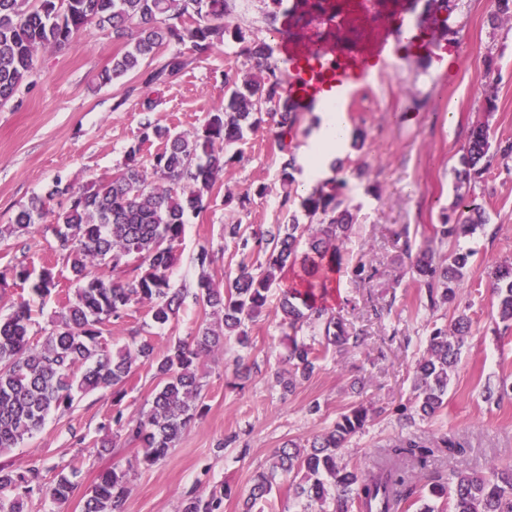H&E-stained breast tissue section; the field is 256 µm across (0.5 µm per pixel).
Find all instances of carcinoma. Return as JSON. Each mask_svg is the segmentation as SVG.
Wrapping results in <instances>:
<instances>
[{
  "instance_id": "cac0c4a2",
  "label": "carcinoma",
  "mask_w": 512,
  "mask_h": 512,
  "mask_svg": "<svg viewBox=\"0 0 512 512\" xmlns=\"http://www.w3.org/2000/svg\"><path fill=\"white\" fill-rule=\"evenodd\" d=\"M232 0H0V105L11 101L32 75L40 49L74 42L90 25L111 31L125 51L112 57V67L99 75L101 83H115L141 73L147 87L172 82L188 67L184 46L198 58L208 56L225 40L242 45L241 53L258 75L235 81L224 101L192 130L162 127L152 116L154 101L142 102L140 135L126 152L119 173L86 189L58 179L44 196H36L16 213L5 228L9 236L30 232L57 205L52 231L53 252L66 260L74 294L57 290L54 269L34 273L25 265L0 271L7 278L30 283V298L21 299L7 315H0V454L18 447L43 427L55 411L73 409L81 396L112 390L115 437L142 448L140 465L151 468L164 460L182 434L200 417L203 382L199 365L224 348V342L248 340L249 325L274 316L288 341L287 353L271 374L273 385L294 392L331 353L360 347L365 337L350 329L327 304L340 283L343 245L349 240L353 216L346 204L344 181L330 178L301 201L314 224H277L241 229L230 226L238 239L240 261L232 283L221 288L201 274L196 287H172L170 270L176 261L175 244L182 241L186 217L205 210L226 166L239 162L240 151L228 149L244 139L267 115L279 128L283 153L279 171L281 208L295 201L296 158L288 148V129L297 120L296 106L283 87L275 58L276 46L253 37L229 20ZM300 16L333 22L331 0H298ZM268 17L276 21L294 9L291 0H267ZM178 49L162 59L159 50ZM158 143L145 157L142 147ZM488 127L474 126L457 171L458 183L481 176L492 164ZM480 208L467 196H457L455 209L434 228L444 243L470 236L483 227ZM474 251L451 250L439 265L430 246L407 253L411 268L425 289L427 306L455 299ZM498 299L499 318L512 326V263L490 271ZM279 291L274 310L269 294ZM57 293L61 312L40 342L33 336L35 301ZM208 307L216 322L201 325L159 354L147 338L118 353L102 342L112 323L132 317L142 305L160 327L173 324L187 302ZM472 321L464 313L453 326L433 325L425 354L413 371L412 406L424 419L445 408L448 385L460 363L461 348ZM155 367L159 382L149 410L125 415L122 400L135 375L136 362ZM368 410L359 405L340 415L333 425L300 445L283 443L270 468L257 472L241 512H263L271 504L276 475L288 479V494L306 502L310 512H398L414 494L412 475L427 469L435 450L461 455L465 448L443 433L435 441L416 436L381 448L358 466L344 461L350 439L361 433ZM42 469L35 462L0 465V512H28L27 494L41 484ZM75 484L60 473L45 487L54 504H64ZM418 512H512V468L494 465L482 474L455 470L446 479L424 485ZM132 492L129 473L113 468L99 474L86 492L82 512H124ZM228 485L209 496L183 500L181 512H223Z\"/></svg>"
}]
</instances>
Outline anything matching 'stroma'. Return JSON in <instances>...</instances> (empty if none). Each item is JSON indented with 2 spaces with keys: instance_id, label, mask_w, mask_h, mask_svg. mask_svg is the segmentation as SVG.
<instances>
[{
  "instance_id": "35a3bbf8",
  "label": "stroma",
  "mask_w": 512,
  "mask_h": 512,
  "mask_svg": "<svg viewBox=\"0 0 512 512\" xmlns=\"http://www.w3.org/2000/svg\"><path fill=\"white\" fill-rule=\"evenodd\" d=\"M413 16L422 23L428 50L400 53L355 102L345 104L354 145L334 170L348 183L356 223L344 246L340 286L328 302L348 326L364 332V346L328 355L308 381L284 396L271 386L266 369L285 344L274 320L260 318L248 329L247 347L227 342L222 354L203 363L204 416L149 469L139 466L136 446L100 447L112 393H87L71 413L49 415L34 437L0 455L2 463L37 461L47 483L58 473H76L67 503L51 504L36 490L28 497V512H81L87 489L115 466L133 476L125 512H179L190 492L206 495L224 484L233 489L224 512H240L253 476L268 469L275 448L323 432L358 403L373 408L374 415L349 442L350 463H363L402 435L430 439L445 431L465 452L440 455L420 483L447 478L456 468L481 474L494 465L512 466V395L498 403L485 399L487 387L512 385V328H496L497 298L487 275L493 265L512 261V156L495 157L471 186L486 224L460 242L475 256L455 302L434 311L424 308L405 258L406 249H418L432 237L443 211L454 206L456 171L471 128L488 124L493 144L512 143V23L495 18L491 0H460L453 11L430 14L419 6ZM446 27L457 32L454 59L437 39ZM120 50L110 31L88 26L75 43L40 50L28 85L0 107V227L10 224L30 198L45 195L56 178L87 187L111 178L122 164L139 136L141 103L149 93L134 74L99 85V74ZM240 50L232 42L218 46L155 88L150 93L157 102L154 119L179 130L203 124L224 99L225 73L247 72ZM490 94L495 109L488 112L484 100ZM277 132L268 120L246 131L239 145L243 161L226 167L208 209L188 216L185 235L175 246L173 287H195L201 272L196 257L203 247L214 257L208 272L216 283L226 284L235 275L239 257L228 225L309 223L300 205L288 210L279 205ZM260 185L266 186V197L246 209L225 205V192L242 195ZM51 242V235L37 227L24 237L0 240V270L20 262L38 270L50 263L61 286L69 287L68 268L53 254ZM462 312L473 321L472 333L462 347L443 415L406 420L400 409L411 402L413 370L432 324L451 323ZM202 320V312L190 305L177 327L159 329L141 307L129 321L110 326L105 340L112 349L133 345L131 331L139 327L160 353L176 338L193 334ZM238 356L258 366L241 390L232 386L231 366Z\"/></svg>"
}]
</instances>
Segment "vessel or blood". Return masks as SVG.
Returning a JSON list of instances; mask_svg holds the SVG:
<instances>
[{
  "label": "vessel or blood",
  "mask_w": 512,
  "mask_h": 512,
  "mask_svg": "<svg viewBox=\"0 0 512 512\" xmlns=\"http://www.w3.org/2000/svg\"><path fill=\"white\" fill-rule=\"evenodd\" d=\"M397 35L382 32L355 42L343 51L325 55L286 41L281 51L288 61L286 74L289 96L305 112L328 98L348 99L369 80L374 64H390L398 52L399 33L408 31L405 13H397Z\"/></svg>",
  "instance_id": "obj_1"
}]
</instances>
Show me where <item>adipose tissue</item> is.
<instances>
[{
	"label": "adipose tissue",
	"mask_w": 512,
	"mask_h": 512,
	"mask_svg": "<svg viewBox=\"0 0 512 512\" xmlns=\"http://www.w3.org/2000/svg\"><path fill=\"white\" fill-rule=\"evenodd\" d=\"M349 145L350 124L346 112L339 102H327L297 156L301 190L309 191L331 178L336 159L347 153Z\"/></svg>",
	"instance_id": "1"
}]
</instances>
